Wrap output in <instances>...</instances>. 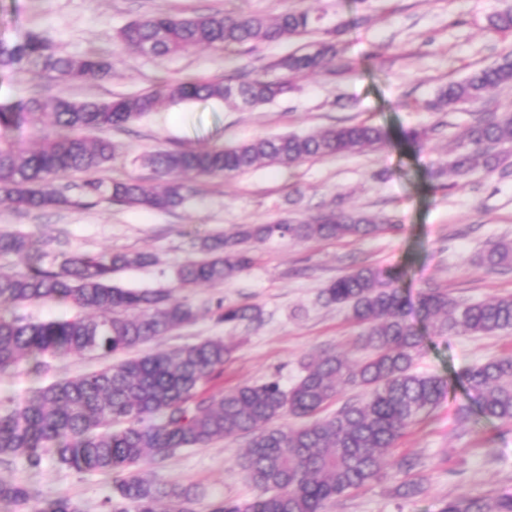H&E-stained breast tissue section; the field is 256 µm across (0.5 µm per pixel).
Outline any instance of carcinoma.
<instances>
[{
    "label": "carcinoma",
    "mask_w": 512,
    "mask_h": 512,
    "mask_svg": "<svg viewBox=\"0 0 512 512\" xmlns=\"http://www.w3.org/2000/svg\"><path fill=\"white\" fill-rule=\"evenodd\" d=\"M491 23L512 31V6L495 13ZM322 33L323 37L272 61L262 73L224 81L163 82L156 89L107 101H73L37 93L18 107L0 106V204L19 210L92 207L102 200L140 210H173L192 194L194 179L231 175L267 165L288 167L309 158L337 157L378 149L390 140L387 129L362 122L330 127L315 134L286 133L232 146L187 149L173 146L141 158L158 184L137 178L100 176L117 146L88 131L120 128L163 106L191 100H220L255 108L273 102L294 81L327 69L339 57L336 42L326 38L321 17L288 10L269 19L251 13L221 12L182 16H142L122 28L118 39L131 53L165 57L204 46L228 58L236 50ZM26 62L63 84H80L112 75V55L90 49L79 57L59 53L51 39L30 33L10 43L0 38V68ZM512 84V54L441 87L429 110L455 111L477 104ZM26 124L53 132L30 150L8 131ZM512 144V112H489L454 141L449 166L458 174L477 168L498 169L507 154L497 145ZM87 178L73 198L56 186L72 173ZM384 229L376 215L336 207L311 221H277L241 225L206 238L202 257L176 272V287L219 284L237 277L254 262L251 247L274 237L294 241L342 239ZM26 254L36 262L19 273L0 271V373L26 358L36 368L48 359L91 354L106 363L98 370L56 380L27 396L0 398V463L23 458L31 467L45 455L78 472L127 475L107 494V512H195V486H169L143 477L136 467L162 461L179 448H205L227 438L246 437L242 467L257 491L245 503L216 502L211 512H328L340 497L376 480L391 463L404 431L446 400V378L415 370L421 350L420 329L407 319L410 299L390 268L358 267L336 278L321 292L327 306L345 309L365 326V358L352 362L325 351L302 365L290 388L276 379L245 384L219 395L204 391L207 380L224 368L234 345L204 339L174 349L129 352L169 335L196 320L199 311L175 300L168 289H128L114 274L156 262L147 253L71 252L44 261L26 235L0 231V256ZM490 270L512 269V239L500 238L479 255ZM66 302L69 318L30 321L15 308L42 302ZM418 312L440 335L490 336L512 333V294L474 303L459 302L445 288H427L417 299ZM226 323L262 321L259 308L217 304ZM124 358L114 362L112 357ZM472 401L463 414L512 425V355L476 364L459 376ZM356 388L362 397L335 413L301 426L280 423L283 416L312 417L339 394ZM31 491L0 481V504L15 512H81L66 498L44 507L32 504ZM440 512H512V494L491 501L450 500Z\"/></svg>",
    "instance_id": "1"
}]
</instances>
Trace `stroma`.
<instances>
[{
	"label": "stroma",
	"instance_id": "35a3bbf8",
	"mask_svg": "<svg viewBox=\"0 0 512 512\" xmlns=\"http://www.w3.org/2000/svg\"><path fill=\"white\" fill-rule=\"evenodd\" d=\"M502 0H0V36L23 39L37 32L60 53L92 48L112 53V75L104 80L63 85L37 67L0 69V105L17 106L35 93L62 94L75 101L108 100L145 93L164 80L225 79L233 72L262 69L293 52L300 40L262 43L240 51L237 70L224 55L192 48L164 58L126 53L117 31L130 21L160 12L185 16L249 12L272 18L288 9L322 15L335 29L342 68L300 79L295 91L274 103L241 110L216 100L166 106L104 136L119 147L107 166L108 178L138 177L153 184L137 156L180 145L197 149L245 142L290 132L315 133L368 122L399 132L432 128L423 146L409 149L392 141L379 150L308 159L287 168L258 166L234 175L200 177L197 193L171 211H142L100 202L91 208L17 210L0 205V230L30 236L49 255L80 251L148 252L154 264L115 276L125 288H170L199 309V317L157 343L170 349L206 338L237 343L221 375L206 385L221 393L275 378L291 387L301 363L321 351L357 360L364 356V327L347 311L324 305L320 293L332 280L362 265L399 271L403 293L417 298L429 287L448 289L460 300L480 301L512 293V271L491 272L478 255L502 237L512 238V167L446 173L448 143L486 113L512 111V85L494 97L456 112L426 109L438 88L471 70L512 53V31L501 32L489 17ZM342 202L345 208L378 214L392 228L365 238L289 242L272 239L257 247L253 266L220 285L175 288L174 272L198 257L201 239L240 224L308 220ZM260 307L261 325L225 323L217 303ZM512 353V334L439 336L425 332L416 369L447 378L449 396L431 415L399 440L396 457L420 461L415 473L421 495L395 493L404 480L396 469L352 494L330 512H439L459 496L489 500L512 492V426L477 417L462 422L458 409L467 399L458 375L472 364ZM49 371L24 361L0 374V397H22L53 380L91 372L99 359L70 355L51 360ZM241 438L206 448H185L164 461L141 464L142 474L172 486H197L196 512L222 499L251 500L255 492L240 465ZM0 480L30 487L44 504L59 497L81 512H103L102 501L116 478L78 472L45 458L39 468L24 459L0 463Z\"/></svg>",
	"mask_w": 512,
	"mask_h": 512
}]
</instances>
